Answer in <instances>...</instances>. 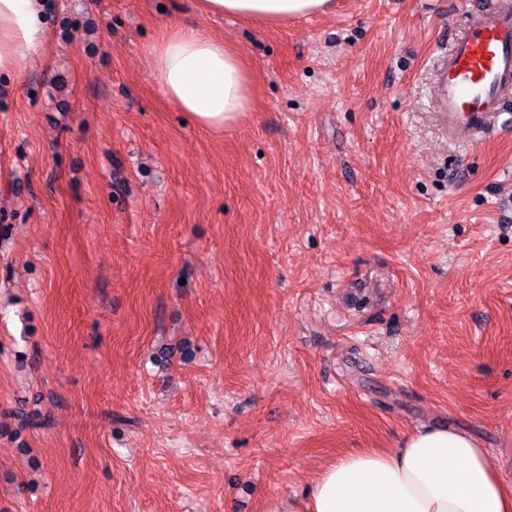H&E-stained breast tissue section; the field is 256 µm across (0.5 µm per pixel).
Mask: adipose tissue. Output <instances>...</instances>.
<instances>
[{"mask_svg":"<svg viewBox=\"0 0 512 512\" xmlns=\"http://www.w3.org/2000/svg\"><path fill=\"white\" fill-rule=\"evenodd\" d=\"M333 0H195L197 13L281 24L326 13ZM46 0H0V77L22 74L50 41ZM149 52L167 102L214 134L253 107L242 52L201 26L165 28ZM308 512H512L504 483L468 434L425 427L398 448H368L324 466L307 493Z\"/></svg>","mask_w":512,"mask_h":512,"instance_id":"ef3b65f1","label":"adipose tissue"}]
</instances>
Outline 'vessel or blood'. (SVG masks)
Instances as JSON below:
<instances>
[{"instance_id":"vessel-or-blood-1","label":"vessel or blood","mask_w":512,"mask_h":512,"mask_svg":"<svg viewBox=\"0 0 512 512\" xmlns=\"http://www.w3.org/2000/svg\"><path fill=\"white\" fill-rule=\"evenodd\" d=\"M471 25L456 34L435 73V112L449 141L492 131L512 110V11L499 0H461Z\"/></svg>"}]
</instances>
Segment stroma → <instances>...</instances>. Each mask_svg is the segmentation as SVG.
I'll return each mask as SVG.
<instances>
[{"instance_id": "1", "label": "stroma", "mask_w": 512, "mask_h": 512, "mask_svg": "<svg viewBox=\"0 0 512 512\" xmlns=\"http://www.w3.org/2000/svg\"><path fill=\"white\" fill-rule=\"evenodd\" d=\"M335 2L48 0L49 57L0 80V512H263L423 425L512 483V130H438L467 13ZM173 22L253 72L224 134L160 92ZM204 16L234 17L263 24H281L326 13L333 0H194Z\"/></svg>"}]
</instances>
